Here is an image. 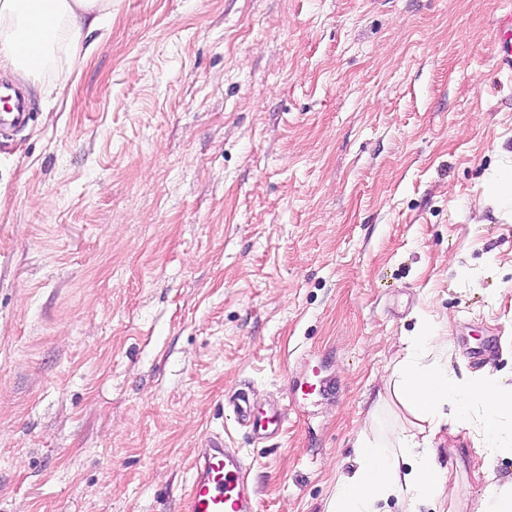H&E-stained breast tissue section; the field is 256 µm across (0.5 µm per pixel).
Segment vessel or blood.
<instances>
[{"label": "vessel or blood", "mask_w": 512, "mask_h": 512, "mask_svg": "<svg viewBox=\"0 0 512 512\" xmlns=\"http://www.w3.org/2000/svg\"><path fill=\"white\" fill-rule=\"evenodd\" d=\"M506 37L494 51L500 71L512 72V8L496 19ZM327 379H310L297 383L292 403L328 392ZM237 414L247 424L252 438L262 440L277 435L286 420L285 409L272 404L255 409L245 393L233 399ZM192 477L187 487L183 512H256V496L250 480V469L239 449L227 447L222 441L209 440L199 449L191 466Z\"/></svg>", "instance_id": "b4317fda"}]
</instances>
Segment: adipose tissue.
Segmentation results:
<instances>
[{
	"label": "adipose tissue",
	"mask_w": 512,
	"mask_h": 512,
	"mask_svg": "<svg viewBox=\"0 0 512 512\" xmlns=\"http://www.w3.org/2000/svg\"><path fill=\"white\" fill-rule=\"evenodd\" d=\"M111 19L112 0H0V70L37 80L56 52L90 55L95 45L85 42V28H104ZM447 347L431 316L421 315L389 377L393 396L432 433L466 424L471 409L479 408L485 415L481 453L488 458L512 453V429L500 423L512 417V388L488 376L459 379L447 367L424 363V353ZM446 495L445 475L413 429L397 425L383 431L366 422L354 464L337 476L325 512H382V504L392 499L411 508L421 502L435 506Z\"/></svg>",
	"instance_id": "1"
}]
</instances>
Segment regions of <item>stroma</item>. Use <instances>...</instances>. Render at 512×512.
Wrapping results in <instances>:
<instances>
[{"label": "stroma", "mask_w": 512, "mask_h": 512, "mask_svg": "<svg viewBox=\"0 0 512 512\" xmlns=\"http://www.w3.org/2000/svg\"><path fill=\"white\" fill-rule=\"evenodd\" d=\"M512 0H112L0 142V512H181L240 449L258 512H325L416 317L512 388ZM52 87L51 96L40 87ZM253 440L227 398L287 404ZM441 428L465 512L512 456ZM496 25L504 30L506 38L495 47L494 60L501 72H512V8L506 10L496 19ZM330 389L331 384L325 378L310 379L307 381L299 382L295 386V390L291 396V401L294 407L300 410L302 409L300 406V399L306 400L314 394L326 393Z\"/></svg>", "instance_id": "35a3bbf8"}]
</instances>
